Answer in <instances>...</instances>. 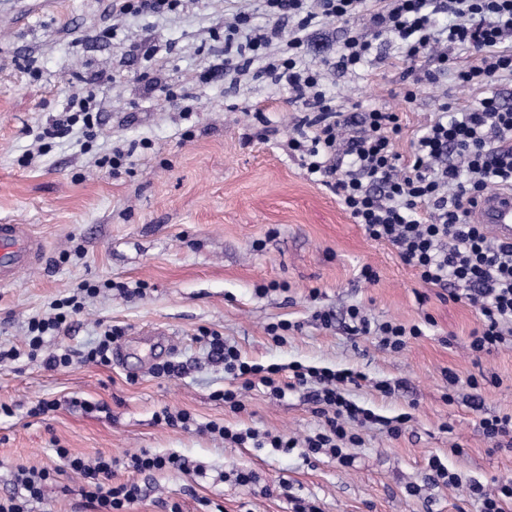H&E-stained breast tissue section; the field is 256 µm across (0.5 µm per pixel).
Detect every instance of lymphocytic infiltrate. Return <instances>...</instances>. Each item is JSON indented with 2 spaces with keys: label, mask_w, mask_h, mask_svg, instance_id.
Masks as SVG:
<instances>
[{
  "label": "lymphocytic infiltrate",
  "mask_w": 512,
  "mask_h": 512,
  "mask_svg": "<svg viewBox=\"0 0 512 512\" xmlns=\"http://www.w3.org/2000/svg\"><path fill=\"white\" fill-rule=\"evenodd\" d=\"M261 7L269 19L266 25H252L242 11L225 23V78L237 86L252 73L286 90L289 103L303 111L288 139L289 156L300 161L312 181L336 194L367 239L392 245L421 283L445 288L449 298L476 309L480 325L471 333L472 353L512 346V243L470 221L471 208L487 192L512 189V106L497 92L504 82H512V0H261ZM441 14L450 17L448 26H437L435 18ZM329 19L347 31L336 50L338 68L351 71L368 61L374 42L395 43L403 64L436 58L440 72H452L459 85L479 90V97L442 107L427 131L412 141L409 158H402L395 149L402 133L396 111L338 108L323 89L322 68L305 62L312 28ZM453 48L468 51L470 61L449 64ZM99 124L92 96L79 94L45 135L61 138L78 125L85 138L93 139ZM63 305V311L28 323V357L50 369L71 361L69 354L43 351L45 335L80 308L73 298ZM347 315L353 334L375 335L391 353L423 334L417 325L371 324L357 305ZM207 344L211 358L223 364L234 382L218 394L231 408H242V390L259 385L276 397L289 389L309 392L323 419L322 431L301 444L267 435L272 448L301 445L306 455L340 460L345 448L360 444L362 429L377 425L396 437L411 419L407 413L384 417L350 400L346 388L360 381L358 373L253 364L216 333ZM57 454L83 478L82 495L95 512H127L137 500V485L113 483L112 458L101 456L90 465L68 449ZM53 479L45 468H18L14 491L0 500V512H26L42 500Z\"/></svg>",
  "instance_id": "1"
}]
</instances>
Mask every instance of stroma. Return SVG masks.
I'll return each mask as SVG.
<instances>
[{"label": "stroma", "mask_w": 512, "mask_h": 512, "mask_svg": "<svg viewBox=\"0 0 512 512\" xmlns=\"http://www.w3.org/2000/svg\"><path fill=\"white\" fill-rule=\"evenodd\" d=\"M238 10L267 22L258 0H187L164 17L123 18L110 0H0V224L28 225L45 245L35 265L0 285V347L24 348L30 318L51 313L80 283L100 288L46 339L47 350L70 354L69 367L51 370L24 356L0 363V496L17 466L48 468L60 471L59 483L34 512H93L82 504V478L56 454L66 448L88 460H119L114 482L140 490L129 512H169L175 503L180 512H290L293 496L321 512H477L471 483L489 490L512 479V449H492L480 426L482 418L512 414V347L473 355L470 334L480 324L473 308L421 283L391 245L368 240L338 197L287 155L297 112L285 90L203 80L222 61L210 31ZM345 35L342 24L323 22L306 58L328 65L325 84L337 103L399 113L402 155L443 103L476 97L423 58L420 74L437 80L423 79L415 100L404 102L405 67L392 45L358 73L331 67ZM157 42L166 51L146 58ZM166 88L189 93L190 118L164 102ZM78 90L103 109L97 139L85 144L76 130L43 146V128ZM258 110L271 133L244 143ZM115 148L130 153L116 174L97 163ZM365 265L375 282L360 279ZM262 285L267 294H259ZM353 305L372 323L417 324L423 334L401 352L382 350L375 337L348 333ZM323 311L331 327L317 320ZM283 320L297 328L278 344L267 327ZM111 327L126 340L124 360L83 361ZM206 330L252 363L360 373L350 399L412 420L396 438L363 430L345 465L225 442L208 425L301 439L321 420L300 390L276 398L252 388L239 412L217 400L228 381L208 355ZM166 362L182 365V375L157 376ZM448 369L500 382L483 385L479 405L466 388L449 403ZM381 380L396 383L395 393L375 391ZM42 400L56 409L34 414ZM85 401L97 411L85 412ZM166 411L188 412L190 427L160 423ZM141 452L178 455L203 472L125 469L127 457ZM434 455L461 485L426 483ZM241 470L253 472L251 485L236 483Z\"/></svg>", "instance_id": "stroma-1"}]
</instances>
